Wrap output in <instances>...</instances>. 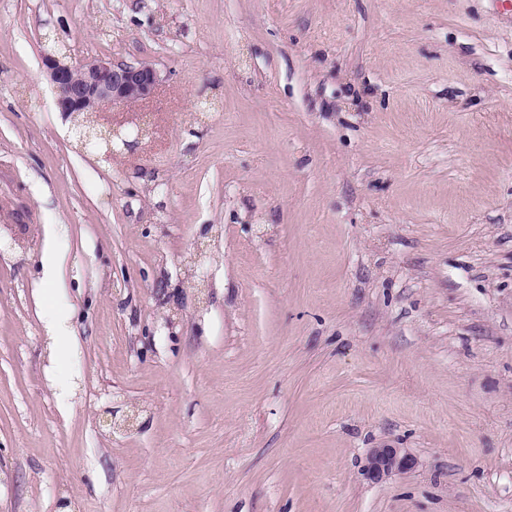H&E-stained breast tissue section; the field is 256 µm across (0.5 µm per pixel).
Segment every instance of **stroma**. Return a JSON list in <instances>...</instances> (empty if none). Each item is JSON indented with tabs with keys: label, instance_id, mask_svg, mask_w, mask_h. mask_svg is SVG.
Masks as SVG:
<instances>
[{
	"label": "stroma",
	"instance_id": "obj_1",
	"mask_svg": "<svg viewBox=\"0 0 512 512\" xmlns=\"http://www.w3.org/2000/svg\"><path fill=\"white\" fill-rule=\"evenodd\" d=\"M48 34L159 70L136 150ZM0 512H512V9L0 0ZM43 317L52 343L59 352H67L77 347L78 339L69 325L67 315L57 310L53 304L44 310ZM417 459L401 448H372L366 458V475L374 481H382L395 472L411 470Z\"/></svg>",
	"mask_w": 512,
	"mask_h": 512
}]
</instances>
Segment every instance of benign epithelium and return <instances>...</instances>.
I'll return each instance as SVG.
<instances>
[{"instance_id": "benign-epithelium-1", "label": "benign epithelium", "mask_w": 512, "mask_h": 512, "mask_svg": "<svg viewBox=\"0 0 512 512\" xmlns=\"http://www.w3.org/2000/svg\"><path fill=\"white\" fill-rule=\"evenodd\" d=\"M58 111L66 116L101 120L108 107L142 104L153 97L161 81L160 73L149 61L114 62L90 57L81 66L61 62L59 54L42 55ZM417 459L401 448H372L366 458V475L381 481L395 472L415 468Z\"/></svg>"}]
</instances>
